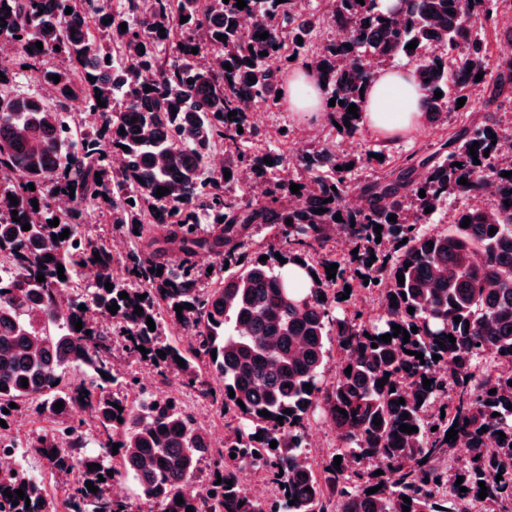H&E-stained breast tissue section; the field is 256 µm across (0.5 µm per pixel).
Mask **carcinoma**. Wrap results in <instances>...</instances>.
<instances>
[{
    "instance_id": "cac0c4a2",
    "label": "carcinoma",
    "mask_w": 512,
    "mask_h": 512,
    "mask_svg": "<svg viewBox=\"0 0 512 512\" xmlns=\"http://www.w3.org/2000/svg\"><path fill=\"white\" fill-rule=\"evenodd\" d=\"M245 2L239 9L237 0H154L144 13L140 0H122L119 10L111 9V0H0V18L7 22L0 40L13 49L0 59L6 77L0 80V197L18 201L0 213V260L17 270L0 282V419L14 402L48 422L28 447L48 462L62 492L50 493L23 467L1 472L0 512H129L110 491L119 477L135 482L149 512H404L406 505L409 512H472L476 504L480 512H512V177L501 176L491 139L505 131L488 118L473 120L429 155L413 154L360 184L351 183L345 169L360 159L346 149L323 166L316 151L291 160L280 151L240 147L253 133L243 102L279 101L271 96L280 83V70L267 65L271 58L288 63L294 56L325 83L326 100L338 101L328 107L326 121L337 122V135L350 142L361 119L348 107L363 112L360 89L369 87L377 68L395 61L414 67L428 124L443 123L454 92L511 101L512 53L486 70L487 48L473 22L484 19L509 46L512 27H498L497 0H323L309 13L306 0ZM244 13L253 19L249 30L239 24ZM338 21L346 26L345 43L312 45L323 25ZM264 32L266 39L260 38ZM413 40L417 47L406 49ZM22 70L53 88L52 101L12 92ZM73 99L89 109L82 119L90 123L87 130L77 129L68 112ZM100 100L105 106H98ZM234 110L237 115L228 117ZM221 146L224 168L215 170L209 157ZM280 166L291 173L266 180ZM480 169L501 181L497 201L459 211L443 232H422L431 218L426 209L438 210L455 192L481 193ZM244 171L265 185L255 205L224 192ZM462 178L468 184H458ZM293 183L300 185L296 194ZM159 187L169 192L158 197ZM352 192L361 202L354 210L343 205ZM63 196L71 206L54 208L52 201ZM88 205L133 234V248L115 253L103 238L81 231ZM320 208L324 212L315 213ZM56 218L59 225H49ZM26 223L28 231L22 230ZM65 229L67 238L52 239ZM257 229L264 230L259 241ZM340 236L357 255L338 260L326 253ZM202 252L216 257L210 273L196 263ZM264 255L268 259L259 261ZM334 263L330 279L326 267ZM86 269L94 270L95 281L80 292L71 284ZM39 275L45 281H37ZM106 282L113 284L109 291ZM361 290L377 296L378 318L367 323L358 314L336 316L342 294L350 299ZM122 292L129 298L119 297ZM114 303L119 309L111 328L99 330L90 311ZM184 303L192 308L179 318L175 306ZM136 305L143 314H134ZM167 318L190 340H164ZM394 324L410 332L408 343L404 334H394ZM331 333L340 358L329 378L325 345ZM385 334L391 342L381 341ZM450 334L456 342H449ZM117 339L126 358L198 388L221 415L236 420L223 449L213 451L207 429L173 394L156 390L130 399L111 390L137 388V378L116 363ZM160 350L165 356H158ZM73 369L83 379L72 389L64 379ZM384 377L388 381L378 386ZM59 401L64 407L57 411ZM263 410L270 416L260 415ZM316 414L331 421L341 443L317 469L309 461L306 432ZM88 420L103 447L119 445L112 459L81 452ZM402 424L418 431L404 433ZM451 429L468 453L447 468L456 442L446 441ZM205 458L212 461L211 475L193 486ZM90 463L100 468L90 470ZM249 467L272 476L276 498L247 492L243 474ZM378 469L383 474H374ZM459 476L465 493L455 485ZM88 481L97 492L89 491ZM480 481L487 487L483 500ZM18 489L29 500L19 498Z\"/></svg>"
}]
</instances>
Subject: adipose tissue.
I'll return each instance as SVG.
<instances>
[{
	"instance_id": "adipose-tissue-1",
	"label": "adipose tissue",
	"mask_w": 512,
	"mask_h": 512,
	"mask_svg": "<svg viewBox=\"0 0 512 512\" xmlns=\"http://www.w3.org/2000/svg\"><path fill=\"white\" fill-rule=\"evenodd\" d=\"M287 78L289 111L308 117L325 113V98L307 68L297 67ZM422 97L412 67L380 68L365 95L363 124L386 137L418 128L425 120Z\"/></svg>"
}]
</instances>
